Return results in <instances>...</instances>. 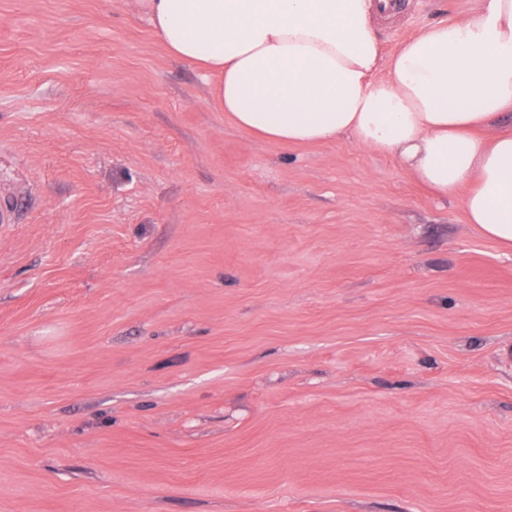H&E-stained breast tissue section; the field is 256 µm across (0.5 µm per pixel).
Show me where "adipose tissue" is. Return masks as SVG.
Instances as JSON below:
<instances>
[{
	"label": "adipose tissue",
	"mask_w": 512,
	"mask_h": 512,
	"mask_svg": "<svg viewBox=\"0 0 512 512\" xmlns=\"http://www.w3.org/2000/svg\"><path fill=\"white\" fill-rule=\"evenodd\" d=\"M174 57L214 74L218 109L283 145L349 137L512 248V0H473L383 57L390 0H136ZM386 77H378L380 68Z\"/></svg>",
	"instance_id": "obj_1"
}]
</instances>
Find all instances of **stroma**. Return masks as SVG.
Returning <instances> with one entry per match:
<instances>
[{
	"label": "stroma",
	"instance_id": "1",
	"mask_svg": "<svg viewBox=\"0 0 512 512\" xmlns=\"http://www.w3.org/2000/svg\"><path fill=\"white\" fill-rule=\"evenodd\" d=\"M385 53L472 0H401ZM135 0H0V512H512V251L216 107Z\"/></svg>",
	"mask_w": 512,
	"mask_h": 512
}]
</instances>
